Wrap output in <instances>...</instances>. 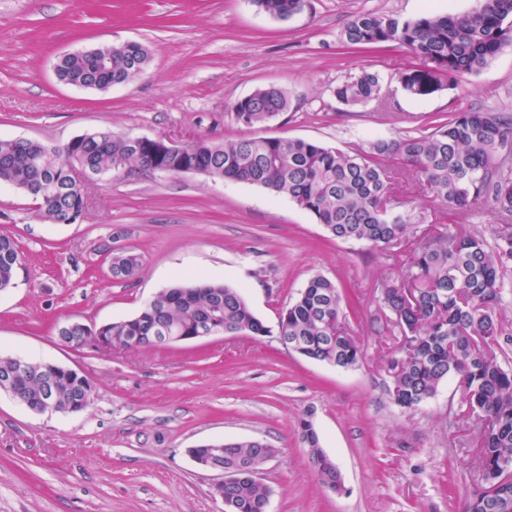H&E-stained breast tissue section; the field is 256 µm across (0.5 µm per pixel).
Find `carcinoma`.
Returning <instances> with one entry per match:
<instances>
[{
  "mask_svg": "<svg viewBox=\"0 0 512 512\" xmlns=\"http://www.w3.org/2000/svg\"><path fill=\"white\" fill-rule=\"evenodd\" d=\"M264 13L285 19L302 12L306 0H254ZM350 49L404 47L412 62L400 74L403 90L425 98L451 85L458 76L477 74L512 43V0H475L457 13L430 11L413 20L372 11L356 14L340 34ZM149 50L140 43L113 49L103 67L92 51L59 59L56 73L66 84L104 90L134 80L147 67ZM381 76L362 71L334 90L348 107L380 99ZM291 99L271 85L238 100L235 120L246 128L263 126L288 111ZM397 159L455 213L489 198L501 223L493 226L494 252L485 238L461 225H443L414 247L403 276L380 289L385 317L403 345L397 367L387 362L388 397L399 411L409 412L435 397L440 385L458 379L469 408L488 419L480 435L477 467L484 485L467 502L465 512H512V482L499 480L502 458L512 456V363L500 361L496 347L502 336V311L512 303V114L498 110L460 108L415 133L377 139L353 152L312 140L241 137L216 140L201 136L180 151L154 140L106 130L79 135L62 146L31 139L0 138V183L14 186L38 201L39 217L49 224L77 221L88 206V193L56 192L44 180L63 181L75 169L94 176L121 170L151 169L177 176L188 168L213 180H233L285 196L310 212L329 235L344 242L389 247L407 234L411 215L382 207L390 198L393 176L384 161ZM21 252L16 240L0 234V292L15 287ZM131 251L112 254L110 273L129 280L141 269ZM210 318L217 333L229 336L269 335L241 289L229 282L178 279L159 291L152 303L128 319L100 326L70 322L61 335L83 339L99 335L114 349L159 347L163 329L171 336L191 335L198 322ZM342 295L332 280L312 277L278 317L276 330L301 348L299 355L327 365L354 369L364 359L359 344L345 329ZM16 393L30 410L50 398L60 408L79 404L94 393L90 380L74 371H59L48 380L34 372L17 379ZM312 468L322 485L337 484L339 470L328 463L306 417L297 422ZM213 461L238 470L224 486L226 512H267L268 486L249 472L254 462L276 453L263 439L216 441Z\"/></svg>",
  "mask_w": 512,
  "mask_h": 512,
  "instance_id": "cac0c4a2",
  "label": "carcinoma"
}]
</instances>
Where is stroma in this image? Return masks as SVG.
<instances>
[{"label": "stroma", "instance_id": "35a3bbf8", "mask_svg": "<svg viewBox=\"0 0 512 512\" xmlns=\"http://www.w3.org/2000/svg\"><path fill=\"white\" fill-rule=\"evenodd\" d=\"M473 4L308 0L282 20L253 0H0V136L49 146L96 130L233 140L247 133L234 104L269 85L287 91L292 107L255 136L348 151L425 129L431 116L461 107L512 113V44L480 73L416 99L398 80L410 63L405 50L355 51L339 41L360 12L411 20ZM127 42L151 51L145 73L127 84L83 89L55 75L62 54ZM364 70L382 76L386 106L336 100V84ZM390 169L391 206L414 217L390 250L330 239L288 198L197 174L96 182L73 224L43 223L31 198L0 184V233L16 239L22 257L16 287L0 292V356L48 360L95 387L84 411L52 416L0 391V512H224L212 496L216 475L188 451L251 438L277 450L260 473L272 490L268 512H464L479 482L478 426L453 381L414 412L390 403L385 361L402 338L386 325L379 295L420 235L450 220L488 238L495 216L484 201L448 216L403 165ZM110 249L139 254L140 273L112 279ZM199 275L239 286L271 328L310 278L333 280L364 351L361 366L336 369L270 337L216 335L109 354L58 339L64 323L130 318L176 277ZM306 413L344 492L313 472L297 431Z\"/></svg>", "mask_w": 512, "mask_h": 512}]
</instances>
